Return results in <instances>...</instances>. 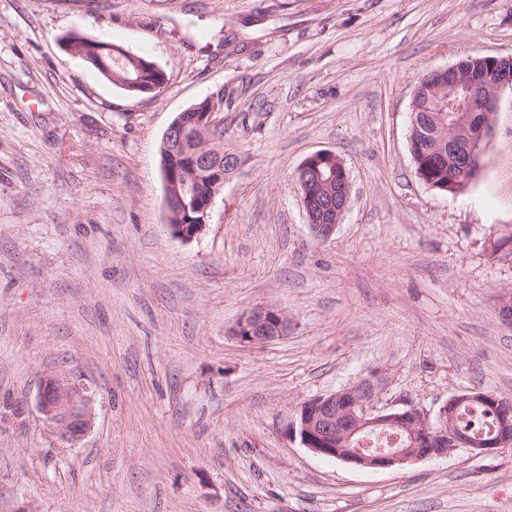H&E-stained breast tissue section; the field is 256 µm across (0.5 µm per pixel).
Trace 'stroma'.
<instances>
[{
  "mask_svg": "<svg viewBox=\"0 0 512 512\" xmlns=\"http://www.w3.org/2000/svg\"><path fill=\"white\" fill-rule=\"evenodd\" d=\"M73 33L154 62L161 95ZM468 55H512V0H0V512H512V447L364 469L288 434L374 370L389 411L512 398V92L462 192L408 145L418 78ZM219 89L244 164L184 242L159 147ZM322 150L351 179L324 241L295 179ZM266 307L287 336L232 335ZM55 371L93 398L73 444L36 405ZM68 50L75 55L84 57L86 54V58L84 60L89 63L92 67H94L102 76L106 79L112 81L110 78V74L113 76H117L119 78L130 76L134 79L138 80L136 87L138 89L129 90L123 88L126 92L132 95H145V94H153L155 93L150 91H145L150 89L152 86L160 85L162 82L159 76L150 69V67L141 62V67L136 65L134 61L129 60V62L123 61L127 59H134V55L129 51L125 50L122 46L118 45H106V46H93L92 50L96 53H100L103 51H108L110 56L113 58H106V63L99 59V57L91 51H87V48L81 46H69ZM121 62V63H120ZM119 63V64H117Z\"/></svg>",
  "mask_w": 512,
  "mask_h": 512,
  "instance_id": "stroma-1",
  "label": "stroma"
}]
</instances>
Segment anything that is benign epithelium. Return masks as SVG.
I'll list each match as a JSON object with an SVG mask.
<instances>
[{
    "mask_svg": "<svg viewBox=\"0 0 512 512\" xmlns=\"http://www.w3.org/2000/svg\"><path fill=\"white\" fill-rule=\"evenodd\" d=\"M490 67L473 73L469 60L430 71L429 80L439 86H448V111L461 112L466 120L464 137L448 139V152L431 157L437 166L446 162V155L455 158L457 167L466 171L480 163L485 146L492 133L490 114L495 112L500 91L512 90V72L501 65L512 62L511 56L488 57ZM220 109L208 112H180L167 128L162 144V173L166 189L168 223L174 237L190 242L204 231L216 198L224 187V173L213 164L214 154L204 150L191 155L188 166L194 169L216 171V179L206 193L199 213L202 218L193 224L176 223L183 215L186 197L199 194L200 185L186 176L176 165L177 143L181 142L187 127L197 129L202 140H210L220 131L216 120ZM325 160L327 177L303 178L301 202L311 221L314 234L330 238L350 203L351 184L343 162L331 151H318L308 160ZM289 320L272 308H258L248 312L235 325L233 335L243 342L263 344L288 334ZM384 387V378L373 371L356 383L334 393L303 403L289 426V433L312 453L333 458L362 468H389L396 465L443 457L457 448H469L481 453L512 446V410L502 401L505 418L498 433L486 441H476L468 434L448 429V417L453 415L450 405L462 401L481 403L486 395L479 389L456 396L440 407L436 423L413 406L387 411L378 408ZM37 408L44 421L56 429L68 442H77L92 429L95 414L91 396L84 384L68 374L54 372L40 382ZM388 427H399L409 435L410 445H393L388 449L371 450L354 440L358 434L375 432Z\"/></svg>",
    "mask_w": 512,
    "mask_h": 512,
    "instance_id": "1",
    "label": "benign epithelium"
}]
</instances>
